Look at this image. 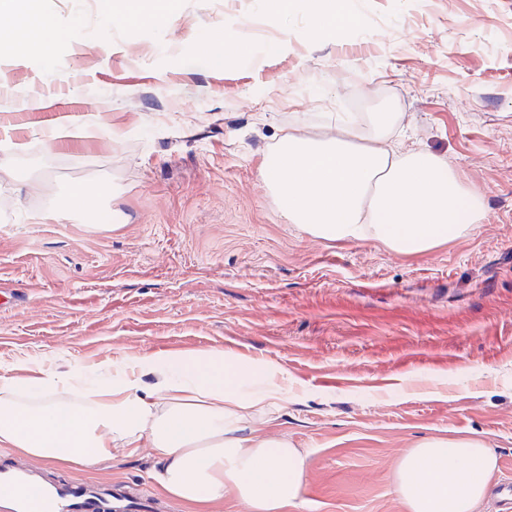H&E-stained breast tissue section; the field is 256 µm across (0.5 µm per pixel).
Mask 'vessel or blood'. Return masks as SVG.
Listing matches in <instances>:
<instances>
[{"instance_id":"b4317fda","label":"vessel or blood","mask_w":512,"mask_h":512,"mask_svg":"<svg viewBox=\"0 0 512 512\" xmlns=\"http://www.w3.org/2000/svg\"><path fill=\"white\" fill-rule=\"evenodd\" d=\"M158 501L128 483L58 479L43 467L0 457V512H157Z\"/></svg>"}]
</instances>
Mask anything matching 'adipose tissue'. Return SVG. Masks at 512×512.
<instances>
[{"label": "adipose tissue", "mask_w": 512, "mask_h": 512, "mask_svg": "<svg viewBox=\"0 0 512 512\" xmlns=\"http://www.w3.org/2000/svg\"><path fill=\"white\" fill-rule=\"evenodd\" d=\"M105 19L117 13L163 23L171 0H98ZM31 37L0 28L12 54L51 53L56 20L33 15ZM394 116L376 115L361 130L348 115L336 133L312 138L284 133L262 166L267 188L289 223L321 239L377 240L404 255L471 230L481 199L436 155L391 144ZM156 365L179 366L180 376L147 391L118 370L112 380L85 388L80 403L59 396L66 380L39 379V400L20 376L0 377V447L55 462L90 466L119 451L149 447L162 464L156 480L180 501L206 505L226 498L247 512H283L301 495L306 458L287 438L260 435L257 420L277 410L280 387L249 393L237 387L239 367L221 352L175 359L163 352ZM496 467L492 449L476 439L429 438L404 454L396 489L409 512H478Z\"/></svg>", "instance_id": "ef3b65f1"}]
</instances>
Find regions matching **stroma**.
<instances>
[{
	"label": "stroma",
	"instance_id": "35a3bbf8",
	"mask_svg": "<svg viewBox=\"0 0 512 512\" xmlns=\"http://www.w3.org/2000/svg\"><path fill=\"white\" fill-rule=\"evenodd\" d=\"M51 59L0 47V376L112 361L154 389L148 355L233 354L277 366L264 433L306 456L284 512H408L399 458L431 437L492 448L512 479V0H346L349 27L312 29L274 0H176L159 27L105 22L96 0H38ZM42 108H29L31 99ZM397 114L396 134L453 166L482 200L464 235L400 255L288 223L260 176L283 130ZM93 120L91 139L46 130ZM106 186L97 229L69 205ZM144 448L62 477L129 482L174 512Z\"/></svg>",
	"mask_w": 512,
	"mask_h": 512
}]
</instances>
